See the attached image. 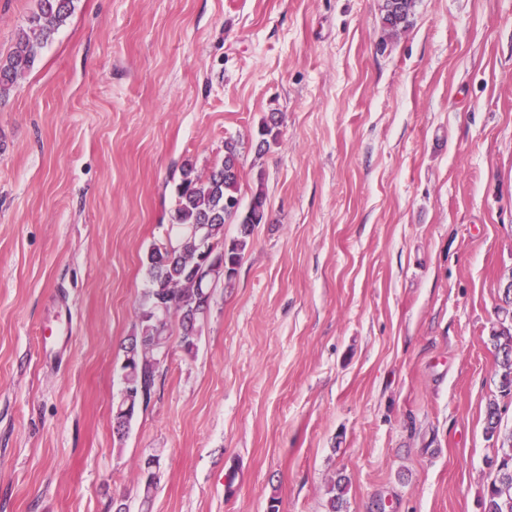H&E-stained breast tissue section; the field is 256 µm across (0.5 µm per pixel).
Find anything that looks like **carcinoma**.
I'll list each match as a JSON object with an SVG mask.
<instances>
[{"label":"carcinoma","instance_id":"carcinoma-1","mask_svg":"<svg viewBox=\"0 0 512 512\" xmlns=\"http://www.w3.org/2000/svg\"><path fill=\"white\" fill-rule=\"evenodd\" d=\"M76 0H37V9L28 17V30L23 32L13 50L0 58V100L9 95L19 80L30 72L35 64V44L51 41L59 28L75 10ZM416 0H383L382 24L396 32L409 23ZM280 119L276 113L264 117L259 127L261 142L258 150L277 141ZM240 161L237 143L224 141V159L204 174H197L188 166L181 171L177 185V206L174 224L170 225L166 242L151 248L146 262L149 288L144 292L141 308L140 336L149 341L146 351L138 356L132 366L134 384L141 390L143 404L149 405L156 385V369L152 359L168 342L169 322L159 326L152 318L154 306L164 304L166 318L176 315L180 319L183 349L191 353L196 349L197 320L189 317L191 309L199 301L192 288V271L196 255V239L193 232L204 227L214 245L224 251V265L215 266L207 273L209 284L220 280L231 282L235 266L243 259L254 228L266 221L267 199L263 191L251 198L246 211H240L239 179ZM239 225L238 235L224 242V224ZM501 368L500 389L503 395L512 394V325H500L492 334ZM485 431L490 437L500 434V412L491 403L485 415ZM503 443L507 449L491 461L493 475L483 491L482 512H512V433ZM328 493L329 512H343L346 485L339 477L330 482Z\"/></svg>","mask_w":512,"mask_h":512}]
</instances>
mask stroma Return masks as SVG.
I'll return each instance as SVG.
<instances>
[{
  "label": "stroma",
  "mask_w": 512,
  "mask_h": 512,
  "mask_svg": "<svg viewBox=\"0 0 512 512\" xmlns=\"http://www.w3.org/2000/svg\"><path fill=\"white\" fill-rule=\"evenodd\" d=\"M382 3L77 0L38 47L0 100V512H328L341 475L345 512H481L490 401L512 432V0H416L395 33ZM35 8L0 0L1 57ZM228 138L267 220L117 435L146 255ZM502 322L500 328L492 334L498 352L501 368L500 389L504 396L512 394V323Z\"/></svg>",
  "instance_id": "1"
}]
</instances>
